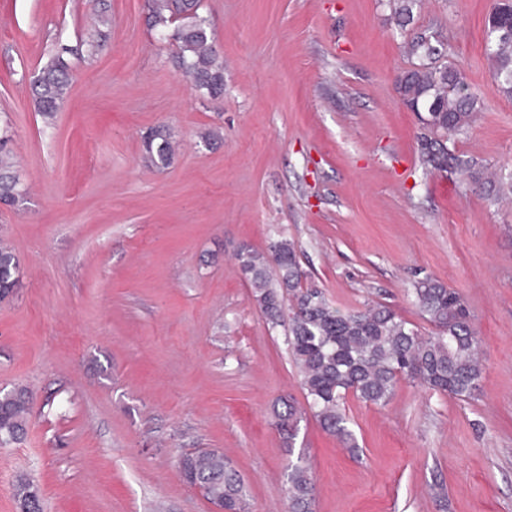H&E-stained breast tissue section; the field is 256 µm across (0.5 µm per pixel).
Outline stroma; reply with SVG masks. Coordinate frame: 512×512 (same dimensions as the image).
Masks as SVG:
<instances>
[{"mask_svg":"<svg viewBox=\"0 0 512 512\" xmlns=\"http://www.w3.org/2000/svg\"><path fill=\"white\" fill-rule=\"evenodd\" d=\"M490 0H204L224 95L204 96L146 22V0H0V131L28 192L0 205L21 285L0 301V389L33 394L0 448V512L27 475L42 512H213L181 455L218 449L249 512H288L273 406L304 404L283 328L266 325L236 252L294 243L343 310L413 303L430 276L462 294L482 379L456 398L400 382L387 406L347 397L358 451L313 417L296 450L314 512H512V201L421 165V123L395 78L414 32L443 34L482 102L456 151L512 172V99L484 55ZM106 10L107 41L94 16ZM71 75L53 124L31 83L59 46ZM164 124L172 164L147 166Z\"/></svg>","mask_w":512,"mask_h":512,"instance_id":"1","label":"stroma"}]
</instances>
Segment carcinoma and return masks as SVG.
Wrapping results in <instances>:
<instances>
[{"instance_id":"cac0c4a2","label":"carcinoma","mask_w":512,"mask_h":512,"mask_svg":"<svg viewBox=\"0 0 512 512\" xmlns=\"http://www.w3.org/2000/svg\"><path fill=\"white\" fill-rule=\"evenodd\" d=\"M202 2L147 0V23L176 43V63L195 86L218 98L224 93V63L213 48L207 20L199 13ZM414 2L396 0L398 25L413 20ZM485 50L497 92L512 97V0H492ZM449 54L440 34L417 33L406 43L411 67L396 79L403 104L412 112L425 113L419 139L421 162L430 171L459 175L495 200L511 196L512 176L491 180L476 161L448 145L451 136L471 126L480 103L461 70L447 61ZM68 89L67 66L58 57L51 59L32 84L34 110L46 123L54 120ZM7 140L0 137V203L15 205L24 199L25 191L13 172ZM143 151L147 166L168 167L174 157L169 127L152 129ZM236 260L267 325L286 328L288 350L301 378L307 407L282 399V409H274V425L288 451L294 450L300 423L309 412L345 447L357 448L345 413L349 394L384 407L402 380L454 397H469L477 389L483 368L471 313L463 297L438 280L427 277L414 288L421 314L436 327V332L424 336L381 303L345 311L334 307L320 288L308 282L295 245L286 238L270 241L264 251L242 247ZM20 276L18 256L0 239V300L13 294ZM30 413L27 389L0 391L1 448L21 443ZM179 465L187 482L202 486L208 501L222 505L224 512H246L244 482L223 452L202 450L181 457ZM285 493L289 512H313L310 470L301 456L288 463ZM13 496L25 512H41L39 489L30 479L18 477Z\"/></svg>"}]
</instances>
